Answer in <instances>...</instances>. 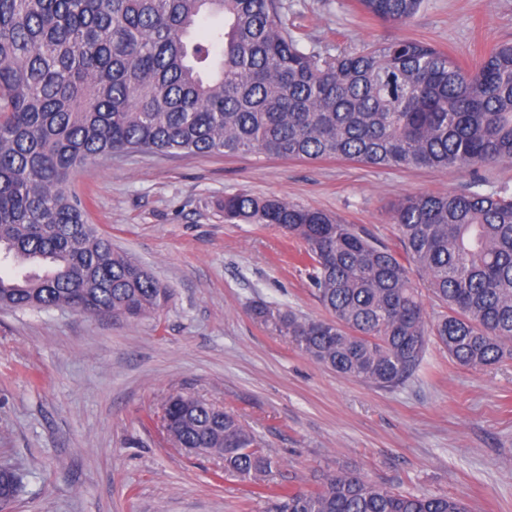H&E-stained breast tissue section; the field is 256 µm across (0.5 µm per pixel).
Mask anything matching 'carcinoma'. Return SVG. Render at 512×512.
<instances>
[{
    "label": "carcinoma",
    "instance_id": "carcinoma-1",
    "mask_svg": "<svg viewBox=\"0 0 512 512\" xmlns=\"http://www.w3.org/2000/svg\"><path fill=\"white\" fill-rule=\"evenodd\" d=\"M423 0H357L405 23ZM281 0H0V308H70L135 321L169 294L85 221L69 184L99 156L154 152L343 159L405 168L512 162V43L465 65L399 39L306 51ZM224 219L299 240L331 319L259 303L251 314L326 370L405 385L430 344L469 368L512 357V191L409 194L397 253L328 212L224 195ZM442 311L426 314L412 274ZM167 439L252 481L268 512H468L458 497L395 492L355 471L315 490L270 486L275 461L239 418L195 395L162 408ZM20 476L0 468V507Z\"/></svg>",
    "mask_w": 512,
    "mask_h": 512
}]
</instances>
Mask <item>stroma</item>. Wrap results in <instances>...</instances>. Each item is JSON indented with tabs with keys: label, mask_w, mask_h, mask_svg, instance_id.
I'll list each match as a JSON object with an SVG mask.
<instances>
[{
	"label": "stroma",
	"mask_w": 512,
	"mask_h": 512,
	"mask_svg": "<svg viewBox=\"0 0 512 512\" xmlns=\"http://www.w3.org/2000/svg\"><path fill=\"white\" fill-rule=\"evenodd\" d=\"M309 50L417 38L468 61L512 41V0H424L382 23L356 0H282ZM512 188V162L471 170L348 160L152 152L96 158L71 192L118 251L170 298L137 321L0 310V467L22 487L6 512H265L248 481L163 434L167 398L189 393L237 414L278 460L273 482L308 490L339 469L387 488L447 494L471 512H512V359L484 369L431 345L416 378L379 390L309 360L248 312L263 302L327 313L275 227L228 224L240 191L329 211L399 248L393 203L418 192Z\"/></svg>",
	"instance_id": "1"
}]
</instances>
